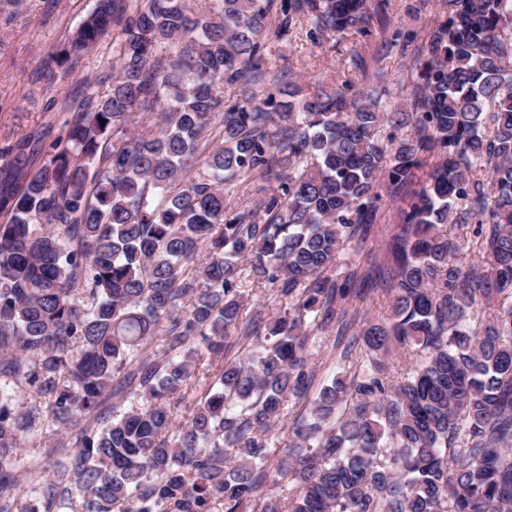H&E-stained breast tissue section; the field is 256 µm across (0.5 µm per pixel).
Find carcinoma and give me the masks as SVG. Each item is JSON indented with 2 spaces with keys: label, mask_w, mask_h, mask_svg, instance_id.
I'll use <instances>...</instances> for the list:
<instances>
[{
  "label": "carcinoma",
  "mask_w": 512,
  "mask_h": 512,
  "mask_svg": "<svg viewBox=\"0 0 512 512\" xmlns=\"http://www.w3.org/2000/svg\"><path fill=\"white\" fill-rule=\"evenodd\" d=\"M370 7L96 0L45 58L110 35L117 66L0 195V512H29L24 440L72 427L68 485L27 488L43 512H512V0H448L415 113L282 88L271 12L285 40L363 33ZM383 187L405 193L392 260L343 271ZM375 274L390 313L363 323Z\"/></svg>",
  "instance_id": "obj_1"
}]
</instances>
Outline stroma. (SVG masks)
I'll return each instance as SVG.
<instances>
[{"instance_id":"35a3bbf8","label":"stroma","mask_w":512,"mask_h":512,"mask_svg":"<svg viewBox=\"0 0 512 512\" xmlns=\"http://www.w3.org/2000/svg\"><path fill=\"white\" fill-rule=\"evenodd\" d=\"M446 0H388L385 10L373 11L367 33L348 32L308 38L310 25L297 21L288 40L266 33L270 49L269 67L281 70L288 81L308 87L318 82L349 81L354 90L381 88L385 103L394 112L413 111L414 88L425 59L426 43L445 12ZM95 0H26L13 12L0 0V143H21V150L0 159V169L31 171L49 146L66 135L71 119L65 98L69 92L95 82L98 94H107L110 83L101 81L112 60V41L104 39L70 68L59 69L54 82L36 81L43 58L78 27L94 8ZM55 107H48V100ZM379 228L368 239L363 252H349L353 263L371 256H386L389 228L398 222L392 195H384L377 216ZM55 437L45 434L26 440L18 454L34 479L61 477L47 454Z\"/></svg>"}]
</instances>
